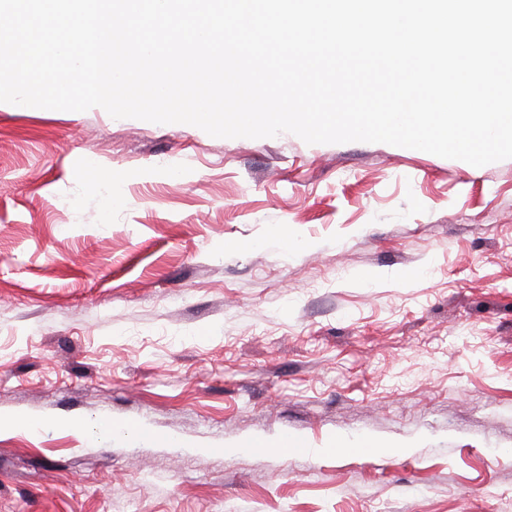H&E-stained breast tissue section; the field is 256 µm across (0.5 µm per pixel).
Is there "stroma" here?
Returning a JSON list of instances; mask_svg holds the SVG:
<instances>
[{
  "label": "stroma",
  "mask_w": 512,
  "mask_h": 512,
  "mask_svg": "<svg viewBox=\"0 0 512 512\" xmlns=\"http://www.w3.org/2000/svg\"><path fill=\"white\" fill-rule=\"evenodd\" d=\"M0 411V512H512V159L0 102ZM74 429L87 432L89 434L98 435H112L113 433L124 432L128 435L139 436L148 432L147 428L142 425L132 426L115 423L103 422H87V421H74L70 424ZM271 442L263 439H250L239 442L234 446H228L224 448V453H239L242 451V448H271L277 447L282 448L284 450H288V448H294L292 451L294 452H308L309 448H307V444L300 437H293L292 441L288 442V448H286L285 443L282 439H279L274 444H270Z\"/></svg>",
  "instance_id": "1"
}]
</instances>
